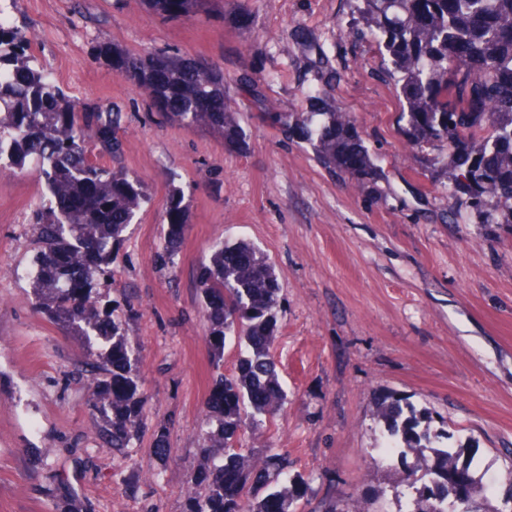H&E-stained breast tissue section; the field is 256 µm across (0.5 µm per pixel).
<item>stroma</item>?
<instances>
[{
  "label": "stroma",
  "mask_w": 512,
  "mask_h": 512,
  "mask_svg": "<svg viewBox=\"0 0 512 512\" xmlns=\"http://www.w3.org/2000/svg\"><path fill=\"white\" fill-rule=\"evenodd\" d=\"M356 0H220L168 21L143 0H16L15 26L72 98L120 114L116 163L152 201L129 227L110 286L139 310L145 429L125 453L99 438L73 375L77 344L32 306L22 271L34 255L35 179L0 169V512H184L185 473L208 394L211 351L198 312L197 270L218 238L256 244L275 265L285 311L274 344L288 392L264 434L308 476L306 512L329 496L369 500L391 482L375 463L379 404L407 398L447 431L449 447L485 464V483L512 465V224L454 217L445 178L404 153L401 101L371 41L343 36ZM250 24L239 27L238 13ZM307 30L311 47L294 29ZM181 52L215 65L243 97L247 144L161 123L144 94L99 59L98 46ZM326 93L357 121L380 173L367 185L324 169L276 119L307 112L320 59ZM186 188L190 226L175 266L156 258L170 183ZM170 454L158 458L155 430ZM75 490L68 501L58 478Z\"/></svg>",
  "instance_id": "stroma-1"
}]
</instances>
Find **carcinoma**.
Segmentation results:
<instances>
[{"mask_svg":"<svg viewBox=\"0 0 512 512\" xmlns=\"http://www.w3.org/2000/svg\"><path fill=\"white\" fill-rule=\"evenodd\" d=\"M210 0H144L163 19L207 10ZM512 0H359L348 21L369 34L402 101L399 122L415 154L444 150L467 207L486 224H512V33L499 20ZM28 38L0 0V164L27 170L42 185L30 224L36 255L27 268L35 308L79 346L88 388L84 406L100 436L117 451L143 428L147 399L140 351L124 307L97 288L112 279L124 233L150 203L147 186L123 169L101 164L120 155L118 113L80 107L34 64ZM112 70L137 78L148 109L189 129H205L241 149L244 114L224 73L200 60L183 64L177 52L128 54L101 48ZM299 128L326 169L359 183L378 176L354 118L321 106L280 114ZM158 259L175 265L189 227L184 188L170 184ZM200 316L214 357L204 421L195 436L196 467L186 475L185 512H300L308 482L290 472L288 456L257 440L284 410L288 395L272 353L281 313L274 265L245 240L216 239L199 272ZM238 351L235 372L223 371L224 349ZM379 416L402 469L389 485L407 512H512V484L501 483L496 504L483 495V475L460 448L440 447L445 432L420 429L416 410L385 397ZM460 470L469 499L455 504L448 472ZM322 512H376L372 502L329 499Z\"/></svg>","mask_w":512,"mask_h":512,"instance_id":"obj_1","label":"carcinoma"}]
</instances>
